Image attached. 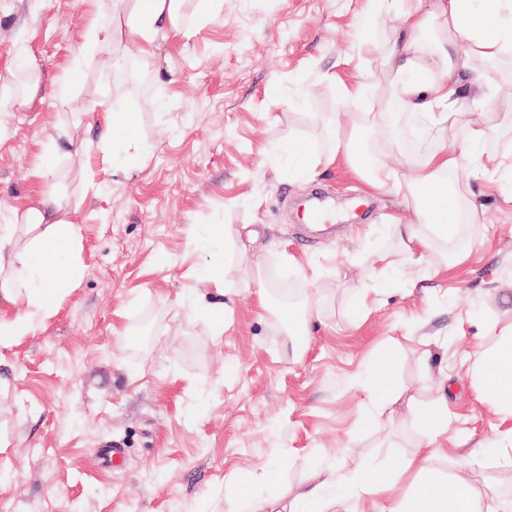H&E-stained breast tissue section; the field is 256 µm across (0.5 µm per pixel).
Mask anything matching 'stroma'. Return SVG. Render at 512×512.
<instances>
[{
  "label": "stroma",
  "mask_w": 512,
  "mask_h": 512,
  "mask_svg": "<svg viewBox=\"0 0 512 512\" xmlns=\"http://www.w3.org/2000/svg\"><path fill=\"white\" fill-rule=\"evenodd\" d=\"M369 0H223L188 36L161 37L142 97L113 76L127 61L85 40L89 0H0V88L18 61L38 69L30 102L0 113V217L26 206L56 129L73 144L49 180L76 212L80 275L54 314L0 347V512H237L235 477L265 468L262 495L288 501L315 476L399 465L427 440L447 393L440 475L466 470L477 490L512 493V469L474 455L499 417L471 387L480 346L512 332V177L466 167L462 199L482 209L463 256L430 249L409 264L387 222L410 220L344 169L298 177L291 148L323 150L325 124L371 112L375 60L394 17L371 27ZM365 82L345 100L340 82ZM68 103H60L61 90ZM102 99L136 123L130 144L85 166ZM138 156L132 170L127 157ZM338 208L336 236L299 237L311 191ZM224 235L214 254L203 242ZM224 274V323L189 312ZM392 265L372 292L370 265ZM294 280L313 308L295 353L276 307L257 306L255 275ZM390 356L383 385L364 383ZM119 442L121 463L102 447Z\"/></svg>",
  "instance_id": "obj_1"
}]
</instances>
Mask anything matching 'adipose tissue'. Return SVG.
Returning a JSON list of instances; mask_svg holds the SVG:
<instances>
[{
	"mask_svg": "<svg viewBox=\"0 0 512 512\" xmlns=\"http://www.w3.org/2000/svg\"><path fill=\"white\" fill-rule=\"evenodd\" d=\"M95 11L88 36L92 47L111 51L120 46L134 56L154 55L160 34H187L186 0H93ZM395 12L398 34L379 49L377 60L385 81L378 107L370 117L337 118L328 150L293 152L299 175L345 162L371 194L401 198L415 220H393L397 244L411 262L421 263L429 237L454 245L456 219L476 220L475 205H461L456 176L466 163L497 172L502 160L473 152L463 154L445 146L449 129L458 120L462 102L481 111L471 138L480 141L498 112H512V93L488 99L494 85L493 68L512 54V0H414L397 7L396 0H371V16ZM479 68L467 81L463 73ZM420 117L425 137L438 148L419 158L397 147L395 130L403 116ZM71 136L61 129L52 149L34 172L42 185L23 210L13 211L0 225V273L21 269L18 279L0 276V345L28 335L36 320L50 318L57 298L79 274L74 254L81 240L75 213L60 203L46 181L56 159L65 155ZM482 401L499 417L490 457L512 465V336H500L481 355L472 375ZM439 455L426 444L395 471L368 470L357 480L340 482L335 475L300 488L281 512H328L352 497L376 496L371 512H512L496 488L478 493L458 475L439 477L432 463Z\"/></svg>",
	"mask_w": 512,
	"mask_h": 512,
	"instance_id": "ef3b65f1",
	"label": "adipose tissue"
}]
</instances>
